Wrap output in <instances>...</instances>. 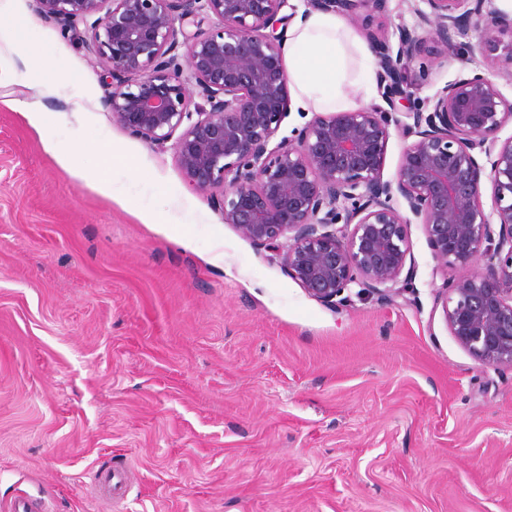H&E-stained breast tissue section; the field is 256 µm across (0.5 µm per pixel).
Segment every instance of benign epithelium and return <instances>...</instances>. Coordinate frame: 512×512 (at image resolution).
<instances>
[{
  "label": "benign epithelium",
  "instance_id": "benign-epithelium-1",
  "mask_svg": "<svg viewBox=\"0 0 512 512\" xmlns=\"http://www.w3.org/2000/svg\"><path fill=\"white\" fill-rule=\"evenodd\" d=\"M33 2L65 31L85 24L87 48L111 79L103 104L112 120L150 144L174 140L189 185L218 197L224 223L277 257L311 297L339 310L353 285L385 302L403 296L415 274L416 220L443 279L448 332L481 364L512 369V135L500 138L512 99L490 70L407 108L403 71L429 41L439 58L464 50L492 60L501 48L512 62V41L502 46L492 34L501 17L494 0H424L430 12L397 30L396 48L371 35L384 105L317 114L276 144L290 107L288 0ZM305 2L310 12L350 17L361 2L386 0ZM208 17L215 26L205 30ZM184 23L196 31L180 42ZM471 31L481 33L476 45L461 42ZM394 132L403 145L386 180ZM450 268L461 274L448 278Z\"/></svg>",
  "mask_w": 512,
  "mask_h": 512
}]
</instances>
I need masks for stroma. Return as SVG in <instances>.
I'll list each match as a JSON object with an SVG mask.
<instances>
[{"mask_svg":"<svg viewBox=\"0 0 512 512\" xmlns=\"http://www.w3.org/2000/svg\"><path fill=\"white\" fill-rule=\"evenodd\" d=\"M423 6L345 24L391 35ZM0 10V512L23 494L36 512H512V370L449 334L422 225L397 302L324 305L189 186L172 144L113 122L82 34L33 0ZM484 68L418 56L411 103ZM108 467L124 482L107 503Z\"/></svg>","mask_w":512,"mask_h":512,"instance_id":"obj_1","label":"stroma"}]
</instances>
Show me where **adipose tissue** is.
<instances>
[{"label":"adipose tissue","instance_id":"ef3b65f1","mask_svg":"<svg viewBox=\"0 0 512 512\" xmlns=\"http://www.w3.org/2000/svg\"><path fill=\"white\" fill-rule=\"evenodd\" d=\"M359 46V37L329 13H311L292 29L284 44V57L289 81L303 109L349 107L345 87L353 79L372 88L371 68L356 75L350 71V53Z\"/></svg>","mask_w":512,"mask_h":512}]
</instances>
